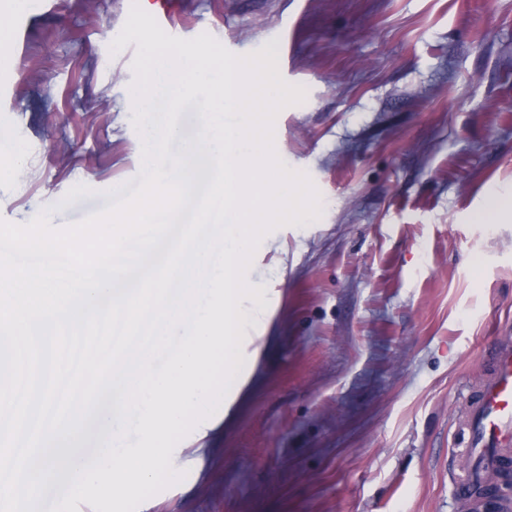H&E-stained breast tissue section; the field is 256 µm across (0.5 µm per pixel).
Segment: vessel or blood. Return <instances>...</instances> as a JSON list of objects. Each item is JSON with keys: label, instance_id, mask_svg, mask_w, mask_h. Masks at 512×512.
Wrapping results in <instances>:
<instances>
[{"label": "vessel or blood", "instance_id": "b4317fda", "mask_svg": "<svg viewBox=\"0 0 512 512\" xmlns=\"http://www.w3.org/2000/svg\"><path fill=\"white\" fill-rule=\"evenodd\" d=\"M508 454H512V345L500 344L491 353L489 374L467 403L464 446L457 452L461 465L452 474L456 493L469 494Z\"/></svg>", "mask_w": 512, "mask_h": 512}]
</instances>
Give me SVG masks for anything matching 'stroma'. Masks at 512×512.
Wrapping results in <instances>:
<instances>
[{
  "label": "stroma",
  "mask_w": 512,
  "mask_h": 512,
  "mask_svg": "<svg viewBox=\"0 0 512 512\" xmlns=\"http://www.w3.org/2000/svg\"><path fill=\"white\" fill-rule=\"evenodd\" d=\"M128 4L0 0L24 21L0 108L28 169L0 183L1 220L77 223L137 178V45L110 50ZM173 25L277 52L305 96L275 149L322 215L255 251L266 357L210 445H176L186 476L147 512H470L450 484L459 418L488 342L512 340V222L473 221L512 191V0H177ZM119 428L103 393L81 451Z\"/></svg>",
  "instance_id": "stroma-1"
}]
</instances>
